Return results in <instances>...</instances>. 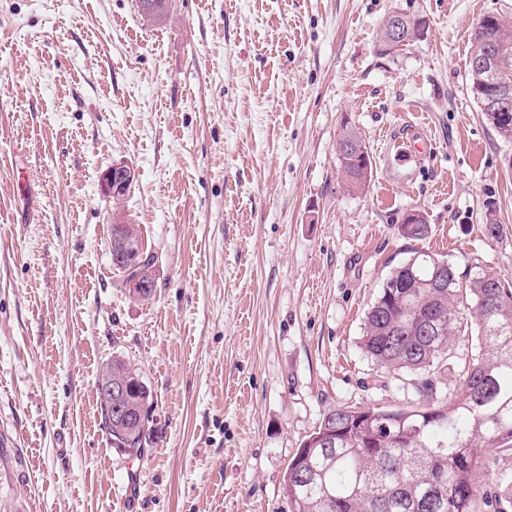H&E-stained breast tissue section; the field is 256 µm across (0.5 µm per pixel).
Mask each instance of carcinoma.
<instances>
[{"instance_id":"cac0c4a2","label":"carcinoma","mask_w":512,"mask_h":512,"mask_svg":"<svg viewBox=\"0 0 512 512\" xmlns=\"http://www.w3.org/2000/svg\"><path fill=\"white\" fill-rule=\"evenodd\" d=\"M505 46L500 60L512 80V21L500 18L475 29L473 44ZM345 183L363 188L371 177L368 148L353 128L337 141ZM401 237L423 240L430 225L401 223ZM134 266L152 296L153 257L138 247ZM477 327L475 353L460 368V393L437 397L430 377L445 369L463 339V314ZM360 345L382 368L422 378V400L402 408L345 406L323 414L319 427L289 461L281 494L289 512H473L481 485L478 452L512 450V286L479 262L461 275L443 258L416 252L385 277L365 314ZM104 374L125 383L128 413L103 429L113 446L139 455L152 438L141 411L151 406L139 374L114 358Z\"/></svg>"}]
</instances>
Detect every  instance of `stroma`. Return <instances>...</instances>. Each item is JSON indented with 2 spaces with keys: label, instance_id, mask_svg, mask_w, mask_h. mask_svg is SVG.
Here are the masks:
<instances>
[{
  "label": "stroma",
  "instance_id": "35a3bbf8",
  "mask_svg": "<svg viewBox=\"0 0 512 512\" xmlns=\"http://www.w3.org/2000/svg\"><path fill=\"white\" fill-rule=\"evenodd\" d=\"M392 12L428 30L382 55ZM489 13L512 0H171L154 25L138 0H0V512H288L328 408L404 405L414 375L359 347L389 271L419 251L512 283V141L467 80ZM347 126L372 157L359 191ZM115 163L137 173L146 301L112 266ZM412 210L424 240L397 231ZM115 357L152 396L138 457L100 424ZM479 463L473 512H499L512 455ZM336 148L339 171L345 183L351 189H362L370 179L372 170L371 156L363 139L352 127L347 126Z\"/></svg>",
  "mask_w": 512,
  "mask_h": 512
}]
</instances>
